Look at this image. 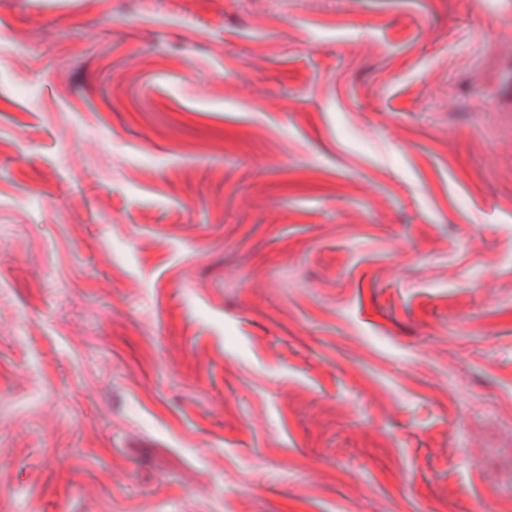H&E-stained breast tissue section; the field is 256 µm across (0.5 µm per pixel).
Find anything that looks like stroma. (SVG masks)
Instances as JSON below:
<instances>
[{"label": "stroma", "instance_id": "obj_1", "mask_svg": "<svg viewBox=\"0 0 512 512\" xmlns=\"http://www.w3.org/2000/svg\"><path fill=\"white\" fill-rule=\"evenodd\" d=\"M0 512H512V0H0Z\"/></svg>", "mask_w": 512, "mask_h": 512}]
</instances>
